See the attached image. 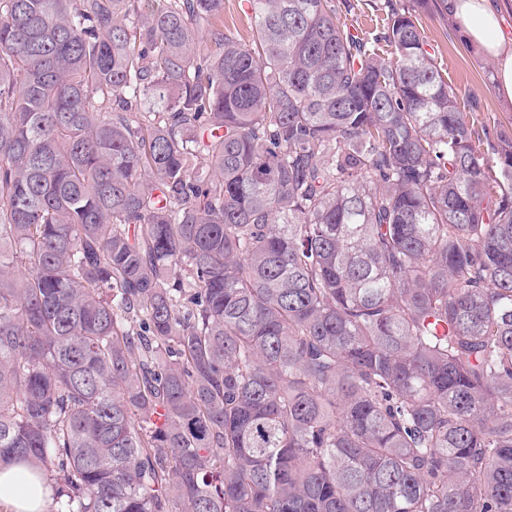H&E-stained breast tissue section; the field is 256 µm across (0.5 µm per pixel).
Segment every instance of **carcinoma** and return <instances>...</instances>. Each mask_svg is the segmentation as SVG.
Wrapping results in <instances>:
<instances>
[{
	"label": "carcinoma",
	"instance_id": "cac0c4a2",
	"mask_svg": "<svg viewBox=\"0 0 512 512\" xmlns=\"http://www.w3.org/2000/svg\"><path fill=\"white\" fill-rule=\"evenodd\" d=\"M239 8L0 0V462L52 512H512V135L444 0ZM226 10L224 11V22L229 25H235L245 40H249L251 36V21L245 17L238 8L240 0H225ZM378 1L351 0V3L355 4L354 10L348 14L343 11L338 16L340 24L346 25L352 32L362 36L372 33L384 22L383 13L373 8V4H376Z\"/></svg>",
	"mask_w": 512,
	"mask_h": 512
}]
</instances>
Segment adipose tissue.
<instances>
[{"label":"adipose tissue","mask_w":512,"mask_h":512,"mask_svg":"<svg viewBox=\"0 0 512 512\" xmlns=\"http://www.w3.org/2000/svg\"><path fill=\"white\" fill-rule=\"evenodd\" d=\"M464 46L493 61V88L499 101L512 106V20L494 0H448ZM53 489L23 465L0 466V512H47Z\"/></svg>","instance_id":"1"}]
</instances>
